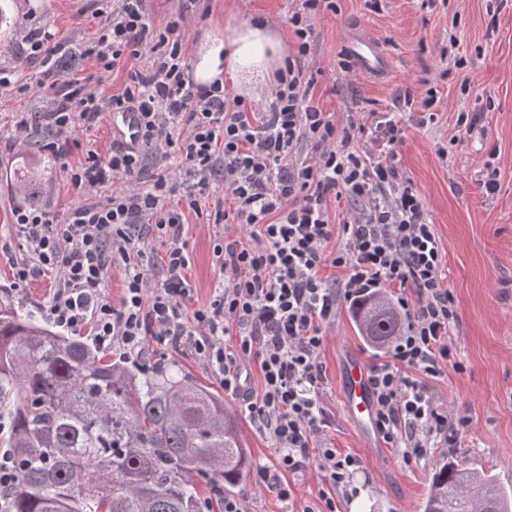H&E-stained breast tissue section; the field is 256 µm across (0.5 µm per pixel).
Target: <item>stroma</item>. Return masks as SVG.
Masks as SVG:
<instances>
[{
	"mask_svg": "<svg viewBox=\"0 0 512 512\" xmlns=\"http://www.w3.org/2000/svg\"><path fill=\"white\" fill-rule=\"evenodd\" d=\"M335 9L322 10L314 21L306 74L314 78L315 105L329 112L337 126L364 123L363 145H370L379 122L395 120L403 129L397 148L399 170L421 193L427 218L434 224L445 250L448 288L458 306V320L450 330L451 359L441 376L429 380L439 403L449 413L469 411L471 423L459 447L439 444L429 460L404 465L388 445L369 446L349 420L342 401V366L348 354L366 363L385 360L386 350L370 346L358 333L352 306L343 303L335 322L326 328L320 353L325 371L323 403L332 424L318 437L328 446L359 458L361 465L348 489L337 491L339 512H422L432 469L444 456L462 461L493 476L512 489V0H383L370 11L365 0H335ZM297 0H202L199 9L182 11V0H149L157 28L183 17L188 60H195L213 39L223 37L229 15L246 18L263 14L281 30ZM94 0H6V24L0 25V68L29 80L30 66L15 53L28 26H45L65 50L80 49L96 36L99 20ZM375 36L389 60V71L363 70L345 60L352 34ZM43 90L31 87L0 89V299L45 320L44 306L56 282L43 276L24 289H15L12 268L26 259L12 222L19 206L51 207L66 211L82 197L66 179L65 166L82 161L86 148L107 153L112 144L105 126L76 130L64 154L39 150L48 139L34 117L43 105ZM430 109H423L427 96ZM477 113L473 134L459 131L458 113ZM30 117L28 129L17 126ZM447 149L440 158L438 149ZM498 171V190L486 194L481 182L488 168ZM39 172L33 196L11 197L6 191L16 175ZM224 182H210L209 198L200 211L185 210L186 239L191 257L188 277L195 286L187 309L208 304L221 275L213 245L216 238H237L243 230L215 223V200L224 198ZM142 365L163 361L197 378L238 414L241 438L249 450L246 483L235 492L247 512H291L261 486L259 472L271 466L276 449L268 435L240 411L238 399L226 393L220 379L194 352L150 343Z\"/></svg>",
	"mask_w": 512,
	"mask_h": 512,
	"instance_id": "1",
	"label": "stroma"
}]
</instances>
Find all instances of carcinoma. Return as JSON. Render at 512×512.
<instances>
[{"instance_id":"cac0c4a2","label":"carcinoma","mask_w":512,"mask_h":512,"mask_svg":"<svg viewBox=\"0 0 512 512\" xmlns=\"http://www.w3.org/2000/svg\"><path fill=\"white\" fill-rule=\"evenodd\" d=\"M360 335L384 347L402 318L381 292L359 299ZM0 400L19 482L6 512H224L249 456L224 398L187 374L114 359L0 302ZM423 512H512L492 477L439 462Z\"/></svg>"}]
</instances>
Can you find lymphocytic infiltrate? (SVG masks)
<instances>
[{"label":"lymphocytic infiltrate","instance_id":"f902f5d3","mask_svg":"<svg viewBox=\"0 0 512 512\" xmlns=\"http://www.w3.org/2000/svg\"><path fill=\"white\" fill-rule=\"evenodd\" d=\"M326 0H301L289 23L299 40L296 58L275 76L268 108L253 112L225 94L220 82L191 81L179 20L157 30L145 0H116L98 10V36L84 49L96 75L150 55L134 69L121 93L102 98L90 92L94 75L62 62L61 45L49 30H28L23 56L37 65V86L50 96L42 114L51 138L45 150L59 153L73 129H92L106 113L140 114V145L113 143L108 155L87 151L68 167L71 186L88 202L66 213L19 207L13 221L28 252L13 267L16 286L54 275L57 288L46 306L57 324L88 329L105 350L145 355L150 341L190 346L238 397L249 417L274 441L277 460L261 473L269 492L296 500L289 481L317 460L325 474L316 501L300 512H336V491L346 489L360 466L357 457L316 448L328 425L321 388L325 372L319 354L325 329L341 302L390 288L399 289L405 326L387 361L369 367L379 437L405 464L425 460L438 438L456 443L471 417H449L434 398L429 379L438 377L451 350L448 331L457 319L445 273V251L426 219V203L398 168L401 131L385 123L377 153L360 150L364 131L356 122L336 126L310 97L312 79L301 64L308 55L312 21ZM311 156L300 160V147ZM156 163L182 158L178 178L158 175L147 191L116 190L98 200L97 188L120 178H140L147 155ZM221 173L229 204H216L214 221L230 220L249 242L219 240L214 246L224 277L215 298L186 314L194 286L183 211L184 195L198 209L213 173ZM360 203L353 223L336 227L328 196ZM343 245L328 251L335 236ZM155 237L164 242V279L150 285L147 270L132 262L136 245ZM124 264L119 302L106 297L104 280L115 262ZM343 269L340 284L324 277L325 267ZM236 335L235 351L224 338Z\"/></svg>","mask_w":512,"mask_h":512}]
</instances>
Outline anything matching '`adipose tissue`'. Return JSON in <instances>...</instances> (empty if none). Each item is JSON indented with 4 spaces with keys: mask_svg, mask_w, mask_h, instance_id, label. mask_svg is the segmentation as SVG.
Instances as JSON below:
<instances>
[{
    "mask_svg": "<svg viewBox=\"0 0 512 512\" xmlns=\"http://www.w3.org/2000/svg\"><path fill=\"white\" fill-rule=\"evenodd\" d=\"M288 45L282 31L269 19L227 22L223 39L213 41L193 63V78L202 85L229 78L250 85L261 96L274 71L284 68Z\"/></svg>",
    "mask_w": 512,
    "mask_h": 512,
    "instance_id": "obj_1",
    "label": "adipose tissue"
}]
</instances>
